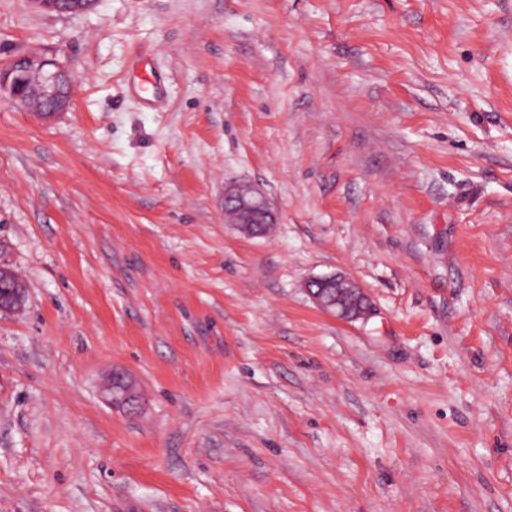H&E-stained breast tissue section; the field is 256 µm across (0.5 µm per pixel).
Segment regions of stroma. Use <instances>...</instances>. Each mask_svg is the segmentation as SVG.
Here are the masks:
<instances>
[{"label": "stroma", "mask_w": 512, "mask_h": 512, "mask_svg": "<svg viewBox=\"0 0 512 512\" xmlns=\"http://www.w3.org/2000/svg\"><path fill=\"white\" fill-rule=\"evenodd\" d=\"M19 55L72 89L0 95V512H512V0H0ZM229 211H232L233 219L228 221L231 224H238L239 230L248 236L262 235V224H266L264 227L266 232L271 224L276 223V215L266 199L248 184L236 183L225 187V217L228 216ZM306 288L321 309L345 321L367 319L374 312L366 290L346 275L315 277L306 283Z\"/></svg>", "instance_id": "1"}]
</instances>
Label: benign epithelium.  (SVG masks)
<instances>
[{
	"mask_svg": "<svg viewBox=\"0 0 512 512\" xmlns=\"http://www.w3.org/2000/svg\"><path fill=\"white\" fill-rule=\"evenodd\" d=\"M24 69L29 70L41 94L52 98L50 109L39 113V116L49 117L67 108V103L54 97L51 91L60 71V63L54 59L25 56L1 64L0 90L7 92L15 102L23 103L28 94L22 76ZM229 211L233 213L231 223L249 236L261 235L263 224L276 223V215L266 199L248 184L236 183L225 187L224 212ZM306 288L321 309L345 321L367 319L374 312L366 290L346 275L315 277L306 283Z\"/></svg>",
	"mask_w": 512,
	"mask_h": 512,
	"instance_id": "1",
	"label": "benign epithelium"
}]
</instances>
